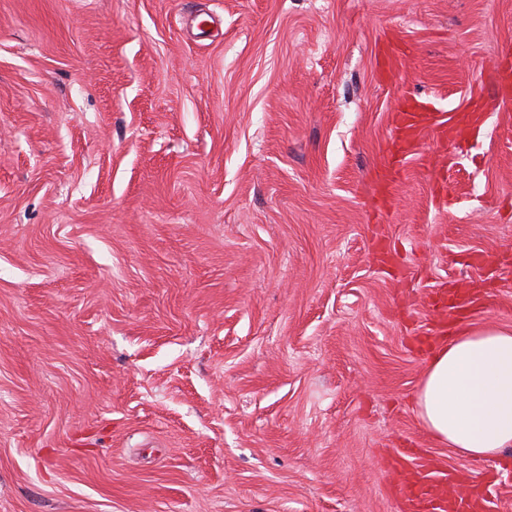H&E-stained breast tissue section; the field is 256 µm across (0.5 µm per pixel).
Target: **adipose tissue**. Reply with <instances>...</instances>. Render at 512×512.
Wrapping results in <instances>:
<instances>
[{
    "instance_id": "1",
    "label": "adipose tissue",
    "mask_w": 512,
    "mask_h": 512,
    "mask_svg": "<svg viewBox=\"0 0 512 512\" xmlns=\"http://www.w3.org/2000/svg\"><path fill=\"white\" fill-rule=\"evenodd\" d=\"M416 405L432 438L464 457L512 447V329L459 328L432 356Z\"/></svg>"
}]
</instances>
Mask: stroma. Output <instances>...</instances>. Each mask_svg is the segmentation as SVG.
Masks as SVG:
<instances>
[{"instance_id":"1","label":"stroma","mask_w":512,"mask_h":512,"mask_svg":"<svg viewBox=\"0 0 512 512\" xmlns=\"http://www.w3.org/2000/svg\"><path fill=\"white\" fill-rule=\"evenodd\" d=\"M507 66L512 0H0V512H401L400 448L512 472L416 407L433 293L512 327ZM423 112H427L426 106L417 100H413L409 110L395 113L393 126L397 133L400 152L405 154L412 147L411 131L421 122L425 115Z\"/></svg>"}]
</instances>
